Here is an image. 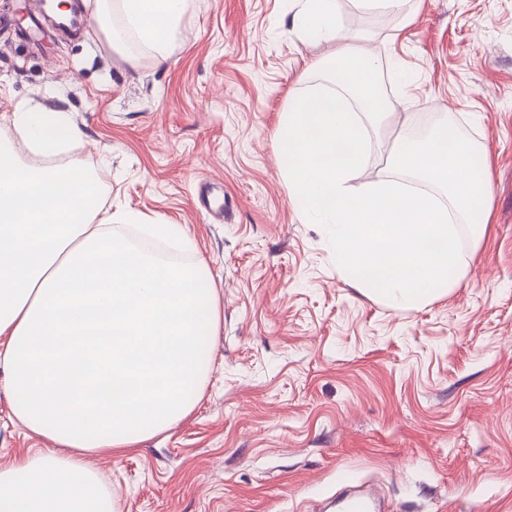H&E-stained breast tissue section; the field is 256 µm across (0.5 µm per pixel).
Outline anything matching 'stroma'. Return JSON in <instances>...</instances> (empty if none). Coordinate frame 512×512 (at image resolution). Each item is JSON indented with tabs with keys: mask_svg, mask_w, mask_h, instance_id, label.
Instances as JSON below:
<instances>
[{
	"mask_svg": "<svg viewBox=\"0 0 512 512\" xmlns=\"http://www.w3.org/2000/svg\"><path fill=\"white\" fill-rule=\"evenodd\" d=\"M351 46L375 58L397 116L448 120L486 152L490 221L460 226L465 274L448 296L396 309L345 283L326 229L288 198L275 138L335 42L293 29L296 0H189L165 64L111 50L97 21L33 44L0 28V131L16 105L69 110L104 160L112 209L184 225L216 288L205 391L183 420L87 463L118 512H336L341 476L382 488L387 512H512V0H338ZM306 84H299L301 74ZM352 189L394 180L396 133L374 125ZM51 446L0 392V465Z\"/></svg>",
	"mask_w": 512,
	"mask_h": 512,
	"instance_id": "35a3bbf8",
	"label": "stroma"
}]
</instances>
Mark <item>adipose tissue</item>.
Masks as SVG:
<instances>
[{"label": "adipose tissue", "instance_id": "ef3b65f1", "mask_svg": "<svg viewBox=\"0 0 512 512\" xmlns=\"http://www.w3.org/2000/svg\"><path fill=\"white\" fill-rule=\"evenodd\" d=\"M118 15L127 39L167 59L186 0H88ZM19 143L0 145V391L16 419L57 450L0 465V512H117L85 453H121L171 428L198 403L205 350L219 330L203 262L177 265L112 233L135 215L101 204L92 158L62 167L20 161L79 141L67 111L19 106Z\"/></svg>", "mask_w": 512, "mask_h": 512}]
</instances>
